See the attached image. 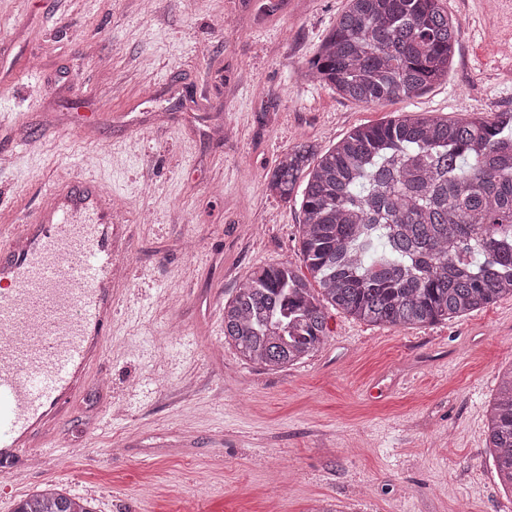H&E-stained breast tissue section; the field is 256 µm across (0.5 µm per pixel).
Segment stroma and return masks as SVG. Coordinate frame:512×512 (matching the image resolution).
<instances>
[{"mask_svg": "<svg viewBox=\"0 0 512 512\" xmlns=\"http://www.w3.org/2000/svg\"><path fill=\"white\" fill-rule=\"evenodd\" d=\"M443 4L447 80L368 106L305 76L347 0H0V240L89 174L129 227L112 340L0 512L48 488L94 512H512L484 452L512 297L420 328L332 309L283 369L224 341L247 275L302 263L299 202L266 189L282 153L398 112L512 110V0Z\"/></svg>", "mask_w": 512, "mask_h": 512, "instance_id": "35a3bbf8", "label": "stroma"}]
</instances>
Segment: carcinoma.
Listing matches in <instances>:
<instances>
[{
	"instance_id": "obj_1",
	"label": "carcinoma",
	"mask_w": 512,
	"mask_h": 512,
	"mask_svg": "<svg viewBox=\"0 0 512 512\" xmlns=\"http://www.w3.org/2000/svg\"><path fill=\"white\" fill-rule=\"evenodd\" d=\"M459 28L443 0H348L306 77L342 97L382 104L448 76ZM303 187L305 271L259 267L224 303V340L275 370L327 341L329 308L373 325L418 327L512 297V111L455 120L401 112L358 126L317 155L298 143L267 190ZM501 483L512 488V369L487 426ZM16 512H93L48 489Z\"/></svg>"
}]
</instances>
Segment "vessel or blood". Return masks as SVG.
<instances>
[{
	"label": "vessel or blood",
	"mask_w": 512,
	"mask_h": 512,
	"mask_svg": "<svg viewBox=\"0 0 512 512\" xmlns=\"http://www.w3.org/2000/svg\"><path fill=\"white\" fill-rule=\"evenodd\" d=\"M127 227L85 180L50 194L0 242V463L40 446L112 336V286Z\"/></svg>",
	"instance_id": "1"
}]
</instances>
